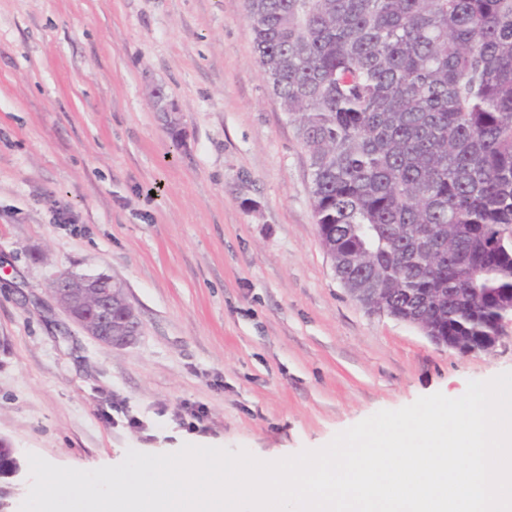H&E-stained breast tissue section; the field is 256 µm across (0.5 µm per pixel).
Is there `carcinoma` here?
Returning <instances> with one entry per match:
<instances>
[{
  "label": "carcinoma",
  "mask_w": 512,
  "mask_h": 512,
  "mask_svg": "<svg viewBox=\"0 0 512 512\" xmlns=\"http://www.w3.org/2000/svg\"><path fill=\"white\" fill-rule=\"evenodd\" d=\"M347 288L463 352L512 306V0H245ZM19 465L0 441V486Z\"/></svg>",
  "instance_id": "1"
}]
</instances>
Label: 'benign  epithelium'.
Wrapping results in <instances>:
<instances>
[{
  "label": "benign epithelium",
  "instance_id": "benign-epithelium-1",
  "mask_svg": "<svg viewBox=\"0 0 512 512\" xmlns=\"http://www.w3.org/2000/svg\"><path fill=\"white\" fill-rule=\"evenodd\" d=\"M52 291L68 318L103 346L125 349L137 341L139 317L127 299L124 284L114 277L102 272L64 273L54 280ZM117 307L124 308L122 319H109L106 312ZM507 323L512 324V309L500 311L496 335L472 352L495 347Z\"/></svg>",
  "mask_w": 512,
  "mask_h": 512
}]
</instances>
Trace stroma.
I'll return each instance as SVG.
<instances>
[{"label":"stroma","mask_w":512,"mask_h":512,"mask_svg":"<svg viewBox=\"0 0 512 512\" xmlns=\"http://www.w3.org/2000/svg\"><path fill=\"white\" fill-rule=\"evenodd\" d=\"M310 181L244 0H0V438L79 470L202 438L275 461L512 371L511 325L463 355L357 302ZM69 271L125 282L133 346L65 317Z\"/></svg>","instance_id":"stroma-1"}]
</instances>
